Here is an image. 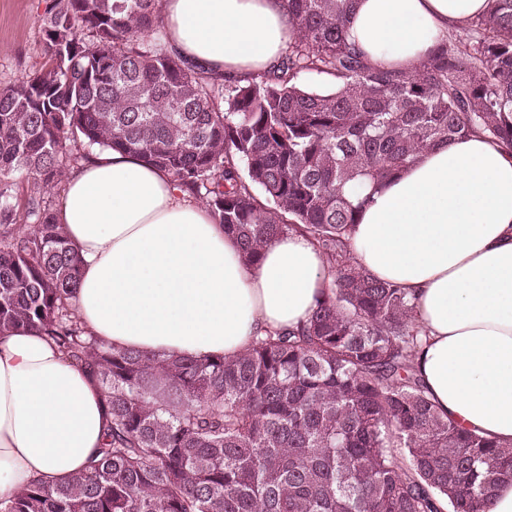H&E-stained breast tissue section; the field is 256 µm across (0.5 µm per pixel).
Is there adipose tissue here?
Listing matches in <instances>:
<instances>
[{"instance_id": "1", "label": "adipose tissue", "mask_w": 512, "mask_h": 512, "mask_svg": "<svg viewBox=\"0 0 512 512\" xmlns=\"http://www.w3.org/2000/svg\"><path fill=\"white\" fill-rule=\"evenodd\" d=\"M488 0H355L349 40L378 68L412 70ZM173 51L244 82L285 51L280 0H164ZM57 219L83 260L78 320L141 353L234 356L304 322L329 283L291 233L247 266L208 206L161 169L112 150L67 178ZM356 261L415 295L416 363L442 414L512 444V154L481 135L438 144L374 192L350 234ZM106 407L87 369L38 330L0 332V495L53 486L104 442Z\"/></svg>"}]
</instances>
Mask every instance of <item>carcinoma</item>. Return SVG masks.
<instances>
[{"label": "carcinoma", "instance_id": "cac0c4a2", "mask_svg": "<svg viewBox=\"0 0 512 512\" xmlns=\"http://www.w3.org/2000/svg\"><path fill=\"white\" fill-rule=\"evenodd\" d=\"M162 2L45 0L44 61L0 90V330L37 329L89 368L110 417L82 471L34 480L0 512H490L512 444L440 414L416 367L415 297L357 265L348 237L365 188L419 153L470 134L512 152V0L409 72L347 41L353 0H282L288 50L244 84L168 49ZM94 149L205 199L249 266L306 235L331 278L309 319L203 360L88 332L82 260L50 195Z\"/></svg>", "mask_w": 512, "mask_h": 512}]
</instances>
